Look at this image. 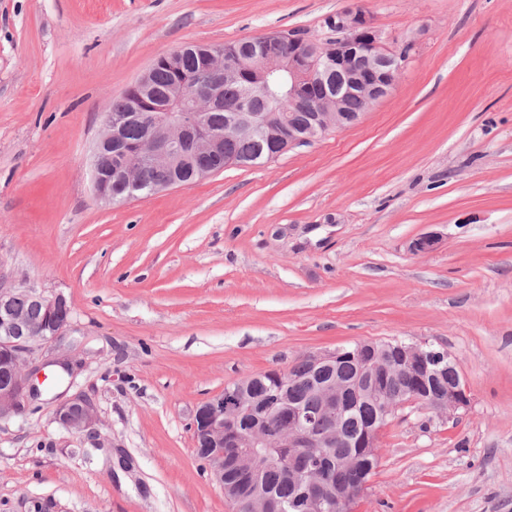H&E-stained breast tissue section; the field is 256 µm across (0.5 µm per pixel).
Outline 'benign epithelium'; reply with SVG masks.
Returning a JSON list of instances; mask_svg holds the SVG:
<instances>
[{
    "label": "benign epithelium",
    "instance_id": "obj_1",
    "mask_svg": "<svg viewBox=\"0 0 512 512\" xmlns=\"http://www.w3.org/2000/svg\"><path fill=\"white\" fill-rule=\"evenodd\" d=\"M324 27L328 32L324 39L295 31L276 35L277 39L288 44V50L275 59L243 57L225 50L222 45H211V70L222 78H232L242 71H249L261 74L270 83L281 72L288 73V95L277 97V112H232L224 128L214 129L201 119L203 94L206 93L203 84L192 88L177 87L170 93V99L172 103L181 105L182 111L155 113L153 137L138 144L136 160L122 167L121 176L135 180L144 165L176 172L184 162L181 136L191 127L197 131V152L201 155L218 152L224 141L237 137L243 130L259 134L269 145L262 160L266 164L291 149L312 144L330 130H342L358 122L362 113L351 115L342 111L344 99L352 94L358 95L367 110L387 96L398 79L400 58L386 49L373 17L359 6L348 7L326 17ZM333 75L339 77V81L328 88L321 99L327 109L313 113L302 132L287 128L288 109L297 102L302 84L312 80L323 84ZM121 125L122 120L117 115L103 113L102 130L91 154L93 194L105 204L120 202V198L106 189L100 158L112 149V136L118 135ZM15 290L16 287L6 277L0 278V370L9 375V383L0 387V420L23 413L25 396L36 397L39 384L47 379L44 366L33 362L34 345L57 339L70 326V307L63 296L49 298L32 292L30 296L40 302L49 314L47 322L33 328L5 302ZM399 355L403 356V361L396 368L404 382L421 378L428 361L435 355L444 363L443 370L453 374L454 380L448 384V393L435 394L429 401L416 395H404L398 403L384 405L383 418L395 416L408 404L420 403L437 416L448 418L457 417L469 407V391L460 364L448 352L436 353L427 345L418 343L369 341L361 343L358 350L349 355L342 348L304 355L316 375L325 368L335 367L336 361L345 356L359 360L361 365L358 377L352 382L330 377L316 383V390L322 398L320 407L290 404L281 394L263 409L265 413L274 409L288 412V429L282 432L277 445L291 449L293 459L307 464L308 482L303 484V489L313 503L334 501L336 512H353L356 495L369 486L370 480L360 472L353 487L346 491L333 489L322 461L331 449L345 444L340 426L352 411L349 399H354L357 404L366 400L373 393L375 370L388 368ZM243 387L244 382L239 381L236 388L226 390L196 409L193 429L201 447L232 450L266 447L261 434L246 438L239 430L240 391ZM320 417L330 422L325 431L313 428V422ZM55 420L68 430L84 431L97 420L95 403L90 396L79 393L57 406ZM379 434L380 429L370 424L358 437V447L371 459L378 456ZM207 463L210 476L224 492V497L236 502L234 486L224 483V453L209 455Z\"/></svg>",
    "mask_w": 512,
    "mask_h": 512
}]
</instances>
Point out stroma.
Masks as SVG:
<instances>
[{
  "mask_svg": "<svg viewBox=\"0 0 512 512\" xmlns=\"http://www.w3.org/2000/svg\"><path fill=\"white\" fill-rule=\"evenodd\" d=\"M412 50L359 123L269 164L105 205L104 105L186 43L325 35L349 0H0V273L64 295L67 359L0 421V512H237L192 417L363 341L456 356L471 403L382 429L354 512H512V0H361ZM436 236L427 253L411 251ZM89 394L92 429L54 419Z\"/></svg>",
  "mask_w": 512,
  "mask_h": 512,
  "instance_id": "1",
  "label": "stroma"
}]
</instances>
